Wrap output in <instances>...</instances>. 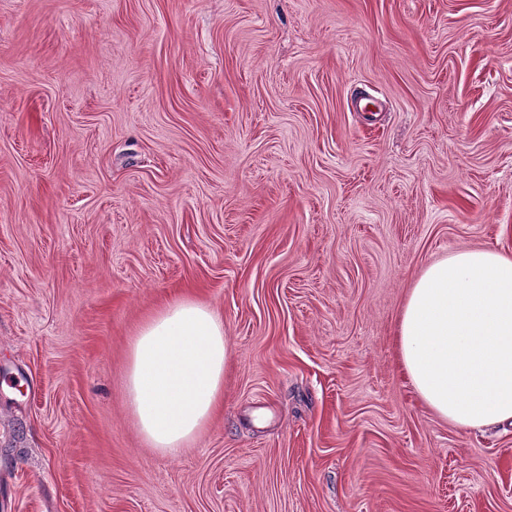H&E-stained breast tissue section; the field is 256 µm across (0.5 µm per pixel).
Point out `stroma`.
I'll return each instance as SVG.
<instances>
[{
  "instance_id": "35a3bbf8",
  "label": "stroma",
  "mask_w": 512,
  "mask_h": 512,
  "mask_svg": "<svg viewBox=\"0 0 512 512\" xmlns=\"http://www.w3.org/2000/svg\"><path fill=\"white\" fill-rule=\"evenodd\" d=\"M512 256V0H0V512H512V427L418 397L430 263ZM223 322L175 457L140 326ZM224 325L194 300L166 306L130 343V413L151 446L175 456L208 424L224 395Z\"/></svg>"
}]
</instances>
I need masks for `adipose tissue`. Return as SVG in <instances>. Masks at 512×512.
Segmentation results:
<instances>
[{"label":"adipose tissue","mask_w":512,"mask_h":512,"mask_svg":"<svg viewBox=\"0 0 512 512\" xmlns=\"http://www.w3.org/2000/svg\"><path fill=\"white\" fill-rule=\"evenodd\" d=\"M401 366L421 400L449 423L512 425V257L462 249L427 265L397 321ZM229 346L213 311L194 300L166 306L130 344L125 388L146 442L181 452L224 395Z\"/></svg>","instance_id":"obj_1"}]
</instances>
